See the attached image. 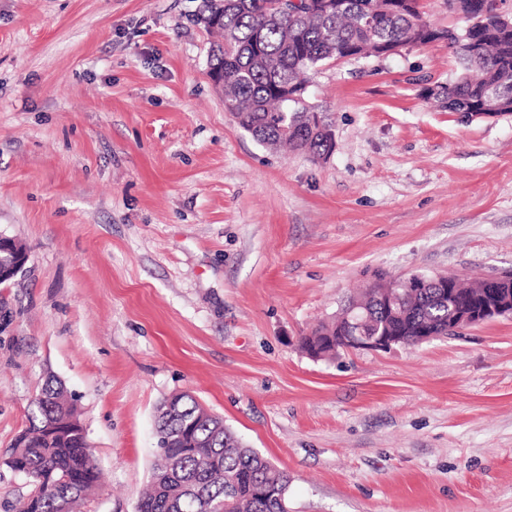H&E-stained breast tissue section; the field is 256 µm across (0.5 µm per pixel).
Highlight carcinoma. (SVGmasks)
I'll return each instance as SVG.
<instances>
[{
	"label": "carcinoma",
	"instance_id": "1",
	"mask_svg": "<svg viewBox=\"0 0 512 512\" xmlns=\"http://www.w3.org/2000/svg\"><path fill=\"white\" fill-rule=\"evenodd\" d=\"M467 22L459 35L448 32V46L459 60L456 77L427 89L461 118L492 102L512 114V34L501 35L484 15L486 0H457ZM273 0H224L218 26L216 0H202L197 22L218 32L211 65L224 69V107L255 140L287 145L324 160L334 142L327 116L285 98L304 90L310 72L333 57L380 56L391 44L426 45L437 30L423 23L404 0H339L341 8L323 15L298 7L286 16ZM495 292L478 281L460 286L448 280L443 291L430 280L415 288L375 283L350 298L334 322L306 337L323 357L336 356L339 336L379 335L392 328L415 344L425 330L448 335L449 309L458 302L489 298ZM30 426L19 436L9 466L23 474L33 491L23 512H62L79 506L97 483L99 471L86 434L63 387L47 381L33 401ZM157 460L151 488L139 512H289L291 477L244 446L189 392L161 403L155 416Z\"/></svg>",
	"mask_w": 512,
	"mask_h": 512
}]
</instances>
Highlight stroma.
<instances>
[{"mask_svg":"<svg viewBox=\"0 0 512 512\" xmlns=\"http://www.w3.org/2000/svg\"><path fill=\"white\" fill-rule=\"evenodd\" d=\"M201 0H0V512L48 378L100 481L137 512L154 414L192 392L292 477L290 512H512V317L316 360L300 339L379 279L512 270V114L426 98L446 43L318 67L327 159L239 128ZM27 252L15 239L0 235V283H7L21 274L28 262Z\"/></svg>","mask_w":512,"mask_h":512,"instance_id":"35a3bbf8","label":"stroma"}]
</instances>
